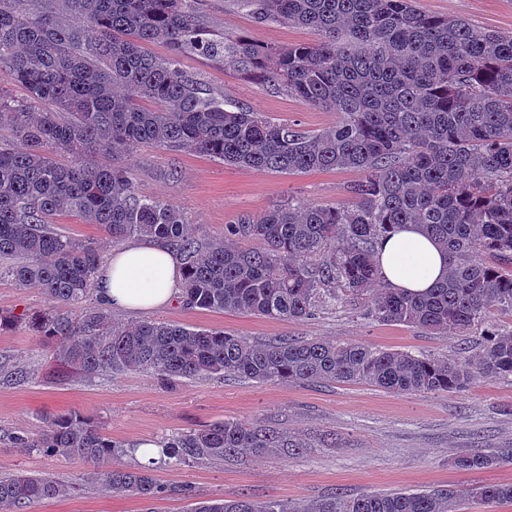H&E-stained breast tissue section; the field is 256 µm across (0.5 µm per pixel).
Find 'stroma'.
Returning a JSON list of instances; mask_svg holds the SVG:
<instances>
[{
	"label": "stroma",
	"mask_w": 512,
	"mask_h": 512,
	"mask_svg": "<svg viewBox=\"0 0 512 512\" xmlns=\"http://www.w3.org/2000/svg\"><path fill=\"white\" fill-rule=\"evenodd\" d=\"M429 15L458 17L499 33L512 34V0H415ZM210 37L243 33L276 46L309 43V29L288 23L256 25L235 0H202ZM183 66L230 105L246 104L315 132L336 120L288 95L280 83L260 84L233 67L186 57ZM138 192L180 206L202 241L223 237L224 227L243 213L257 215L294 196L310 204L347 200L346 188L359 180L354 171H310L283 175L239 169L209 157L152 146L125 160ZM154 318L243 334L258 339L304 336L359 341L381 349L427 355H454L474 345L468 336L433 335L403 325H382L348 308H327L304 322H272L257 316L209 312L174 302ZM56 342L40 341L26 326L0 332V369L16 362L34 369L35 379L18 385L0 382V475L48 474L65 488L37 512H187L190 502L176 495L190 486L201 498L291 502L326 495L357 496L365 491L450 485L460 490L489 483H512V464L462 471L451 457L485 448H512V384L475 379L458 393L395 395L364 384H257L210 376L165 383L149 372L127 371L48 382L57 371ZM70 411L100 422L128 444L157 440L222 419L275 420L299 435L333 431L337 448H308L292 460L244 456L241 461H205L181 466L158 462L154 475L170 495L153 501L112 494L80 483L87 466L73 458L15 446V432L46 428Z\"/></svg>",
	"instance_id": "35a3bbf8"
}]
</instances>
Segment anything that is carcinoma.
Returning <instances> with one entry per match:
<instances>
[{"label": "carcinoma", "mask_w": 512, "mask_h": 512, "mask_svg": "<svg viewBox=\"0 0 512 512\" xmlns=\"http://www.w3.org/2000/svg\"><path fill=\"white\" fill-rule=\"evenodd\" d=\"M201 0H0V278L38 288L49 307L0 314L55 339L66 373L142 370L163 381L213 375L258 384L365 382L394 394L456 393L480 375L512 383V35L420 12L412 0H235L259 26L292 22L311 43L262 47L246 36L208 38ZM151 45L165 52L155 54ZM199 54L336 113L316 132L205 92L183 68ZM199 153L229 166L294 174L349 169V199L288 203L243 214L224 238L201 242L183 209L139 194L121 159L140 145ZM76 215L99 242L55 230ZM415 224L448 252V276L422 294L383 285L379 241ZM150 237L183 256L191 307L302 321L352 307L385 325L481 342L457 358L362 342L252 336L144 319L133 326L85 306L107 248ZM261 243L245 249L234 239ZM489 252L495 263L477 261ZM24 448L78 458L86 485L152 500L180 494L189 512H461L464 496L512 503V484L369 491L289 503L199 500L157 483L153 463L130 467L126 445L77 413L14 436ZM156 444L175 464L239 455L290 458L312 443L268 420L224 419ZM470 471L512 463V448L451 458ZM64 488L43 474L0 476V512H35Z\"/></svg>", "instance_id": "cac0c4a2"}]
</instances>
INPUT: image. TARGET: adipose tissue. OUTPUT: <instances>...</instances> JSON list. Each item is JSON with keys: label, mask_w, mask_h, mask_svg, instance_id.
I'll return each instance as SVG.
<instances>
[{"label": "adipose tissue", "mask_w": 512, "mask_h": 512, "mask_svg": "<svg viewBox=\"0 0 512 512\" xmlns=\"http://www.w3.org/2000/svg\"><path fill=\"white\" fill-rule=\"evenodd\" d=\"M375 260L390 287L421 293L448 274V256L413 224L395 229L377 247ZM185 267L179 254L144 239L114 248L97 274V295L117 310L153 311L180 295Z\"/></svg>", "instance_id": "obj_1"}]
</instances>
